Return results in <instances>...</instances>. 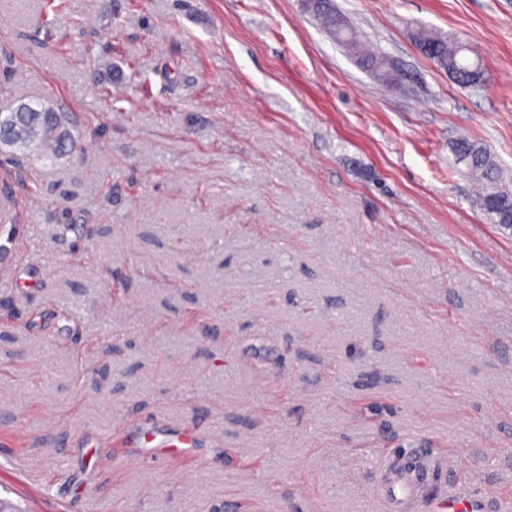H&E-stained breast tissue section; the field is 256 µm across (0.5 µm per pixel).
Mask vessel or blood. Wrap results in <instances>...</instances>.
I'll return each instance as SVG.
<instances>
[{"mask_svg":"<svg viewBox=\"0 0 512 512\" xmlns=\"http://www.w3.org/2000/svg\"><path fill=\"white\" fill-rule=\"evenodd\" d=\"M136 452L128 463L147 466L191 456L199 438L194 433H172L159 437L156 429L136 424ZM446 468L444 453L427 452L414 446L378 453L370 467L369 494L375 512H479L483 501L463 479L439 489Z\"/></svg>","mask_w":512,"mask_h":512,"instance_id":"vessel-or-blood-1","label":"vessel or blood"}]
</instances>
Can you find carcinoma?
Masks as SVG:
<instances>
[{
  "label": "carcinoma",
  "instance_id": "obj_1",
  "mask_svg": "<svg viewBox=\"0 0 512 512\" xmlns=\"http://www.w3.org/2000/svg\"><path fill=\"white\" fill-rule=\"evenodd\" d=\"M414 40L420 50L438 67L447 71L459 84L479 88L484 83V69L480 60H471L468 48L453 34L437 35L418 30ZM362 63L389 84L402 81L403 73L394 69L383 54H364ZM30 113L19 115V108L0 112V149L20 155L30 163L51 166L60 158V138H70L63 126L62 116L47 99L33 104L22 103L20 108ZM454 153L458 163L464 164L467 173L482 181V192L477 205L493 224L512 229V190L499 185L496 164L485 148L474 141L460 139Z\"/></svg>",
  "mask_w": 512,
  "mask_h": 512
}]
</instances>
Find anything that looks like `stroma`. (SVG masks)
Instances as JSON below:
<instances>
[{
  "label": "stroma",
  "mask_w": 512,
  "mask_h": 512,
  "mask_svg": "<svg viewBox=\"0 0 512 512\" xmlns=\"http://www.w3.org/2000/svg\"><path fill=\"white\" fill-rule=\"evenodd\" d=\"M332 5L404 82L309 0H0V112L77 145L0 152V512H370L366 451L412 442L512 496V230L454 155L512 187V0ZM129 418L201 444L125 465ZM414 40L430 60L448 71L459 84L479 88L484 83L485 73L480 60L472 61L466 55V44L455 35H437L418 30L414 34ZM361 61L383 82L397 84L403 79V73L397 72L384 54H364L361 56ZM20 108L34 113L19 115L17 112ZM0 132L1 150L45 167L55 164L63 156L58 148L60 138L71 137L63 126L61 114L47 99L39 100L34 105L21 103L19 108L0 112ZM454 153L458 164H464L467 173L482 181V192L477 205L493 224L512 229V190L499 185L496 164L485 148L474 141L460 139Z\"/></svg>",
  "instance_id": "obj_1"
}]
</instances>
